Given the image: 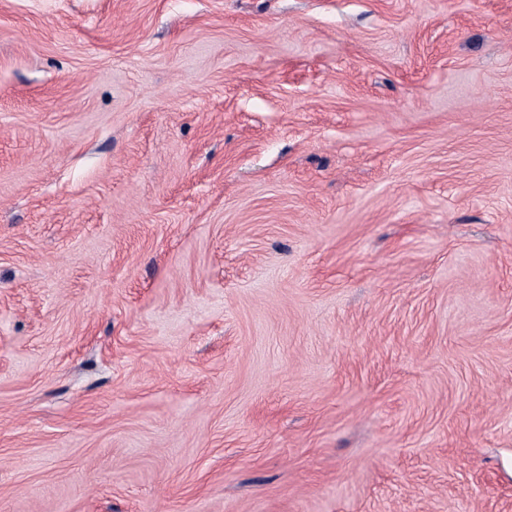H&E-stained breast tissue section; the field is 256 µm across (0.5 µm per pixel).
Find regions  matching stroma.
I'll use <instances>...</instances> for the list:
<instances>
[{"mask_svg": "<svg viewBox=\"0 0 512 512\" xmlns=\"http://www.w3.org/2000/svg\"><path fill=\"white\" fill-rule=\"evenodd\" d=\"M0 512H512V0H0Z\"/></svg>", "mask_w": 512, "mask_h": 512, "instance_id": "obj_1", "label": "stroma"}]
</instances>
